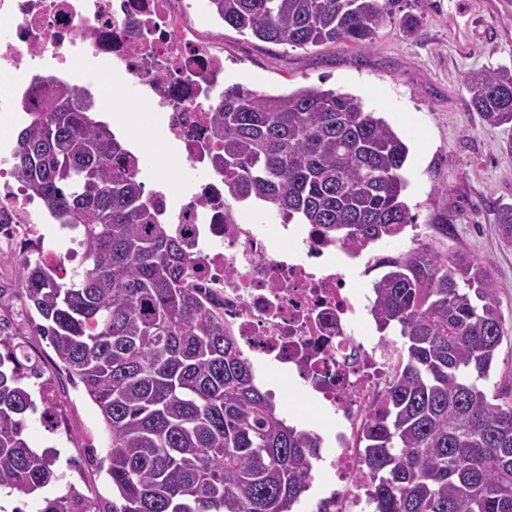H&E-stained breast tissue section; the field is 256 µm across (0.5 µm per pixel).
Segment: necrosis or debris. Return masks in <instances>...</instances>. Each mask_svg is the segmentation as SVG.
<instances>
[{
    "label": "necrosis or debris",
    "instance_id": "1",
    "mask_svg": "<svg viewBox=\"0 0 512 512\" xmlns=\"http://www.w3.org/2000/svg\"><path fill=\"white\" fill-rule=\"evenodd\" d=\"M202 0H0V112L33 99L34 77L63 81L101 107L102 86L121 78L145 112L162 116L182 162L203 171L189 199L163 214L203 258L195 287L223 304L240 346L268 358L271 378L297 376L320 419L311 434L325 454L314 512H368L357 438L392 369L360 333L370 311L354 270L378 255L322 242L307 224H243L209 172L208 113L224 90V54L205 43ZM11 173L0 153V180ZM22 187L0 190L1 224H36Z\"/></svg>",
    "mask_w": 512,
    "mask_h": 512
}]
</instances>
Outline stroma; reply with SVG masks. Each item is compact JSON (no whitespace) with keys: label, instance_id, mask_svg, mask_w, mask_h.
Returning a JSON list of instances; mask_svg holds the SVG:
<instances>
[{"label":"stroma","instance_id":"35a3bbf8","mask_svg":"<svg viewBox=\"0 0 512 512\" xmlns=\"http://www.w3.org/2000/svg\"><path fill=\"white\" fill-rule=\"evenodd\" d=\"M397 15L422 17L415 35L390 23L371 49L327 44L307 49L265 43L211 15L197 25L205 41L224 51V82L270 94L322 87L359 97L402 135L409 148L406 202L411 226L376 249L396 257L426 245L486 263L497 288L504 339L491 380L512 385V246L504 245L496 210L512 205V127H490L468 106L467 75L512 68V0H398ZM448 224L451 235L440 227ZM55 240L63 281L83 266L67 252L70 237L58 225L41 233L0 232V327L40 361L48 407L27 420L31 447L57 448L64 483L96 512H110L116 495L97 461L107 434L98 407L82 384L54 361L22 285L26 264L44 259L43 236Z\"/></svg>","mask_w":512,"mask_h":512}]
</instances>
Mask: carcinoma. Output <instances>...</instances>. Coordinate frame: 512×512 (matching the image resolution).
I'll return each mask as SVG.
<instances>
[{"mask_svg": "<svg viewBox=\"0 0 512 512\" xmlns=\"http://www.w3.org/2000/svg\"><path fill=\"white\" fill-rule=\"evenodd\" d=\"M398 0H208L243 34L292 48L374 46ZM469 106L512 124V69L466 79ZM13 154L14 174L49 216L81 234L83 272L61 283L37 261L24 293L60 365L103 417L112 512H293L309 490L316 441L280 416L224 314L192 277L202 259L162 220L138 158L62 82L37 87ZM213 174L238 200L264 201L285 224L366 247L412 223L403 201L408 146L348 93L287 94L236 83L210 108ZM512 245V206L497 210ZM371 315L399 330L395 374L358 437L374 512H512V387L486 388L502 343L497 290L466 256L423 247L383 263ZM0 490L24 498L59 481L52 452L31 448L24 380L40 363L0 339ZM72 486L42 512H83Z\"/></svg>", "mask_w": 512, "mask_h": 512, "instance_id": "obj_1", "label": "carcinoma"}]
</instances>
